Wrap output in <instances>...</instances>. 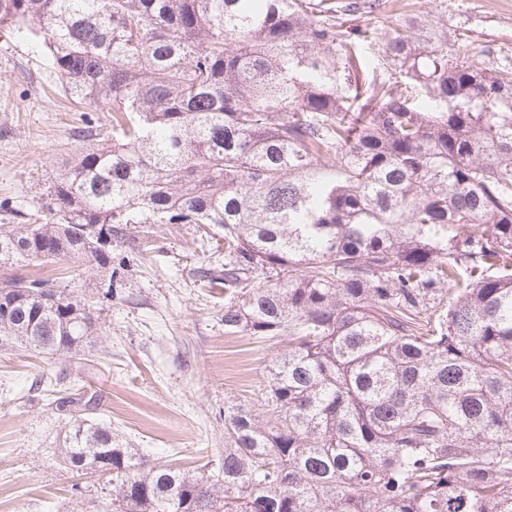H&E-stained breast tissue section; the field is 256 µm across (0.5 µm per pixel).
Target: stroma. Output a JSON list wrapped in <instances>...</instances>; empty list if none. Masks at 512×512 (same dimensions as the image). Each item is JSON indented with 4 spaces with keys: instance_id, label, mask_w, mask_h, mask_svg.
Here are the masks:
<instances>
[{
    "instance_id": "stroma-1",
    "label": "stroma",
    "mask_w": 512,
    "mask_h": 512,
    "mask_svg": "<svg viewBox=\"0 0 512 512\" xmlns=\"http://www.w3.org/2000/svg\"><path fill=\"white\" fill-rule=\"evenodd\" d=\"M381 28L407 21L443 32L479 66L512 58V0H385ZM93 105H71L43 36L0 32V204L37 217L50 179L77 148ZM141 252L112 250L113 298L76 357L0 349V512H100L59 466L68 430L57 395L40 385L90 384L99 418L132 448L194 471L224 453V413L256 406L284 344L224 331L223 289L199 277L210 250L194 224H153Z\"/></svg>"
}]
</instances>
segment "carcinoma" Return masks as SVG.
<instances>
[{
    "label": "carcinoma",
    "mask_w": 512,
    "mask_h": 512,
    "mask_svg": "<svg viewBox=\"0 0 512 512\" xmlns=\"http://www.w3.org/2000/svg\"><path fill=\"white\" fill-rule=\"evenodd\" d=\"M384 0H0L44 34L65 93L105 123L8 211L0 265L68 264L70 295L0 283V347L77 353L112 246L136 224L224 240L203 271L224 331L288 337L222 462L150 459L66 397L59 464L107 478L102 512H512V62L345 20ZM394 67L392 79L367 62Z\"/></svg>",
    "instance_id": "carcinoma-1"
}]
</instances>
